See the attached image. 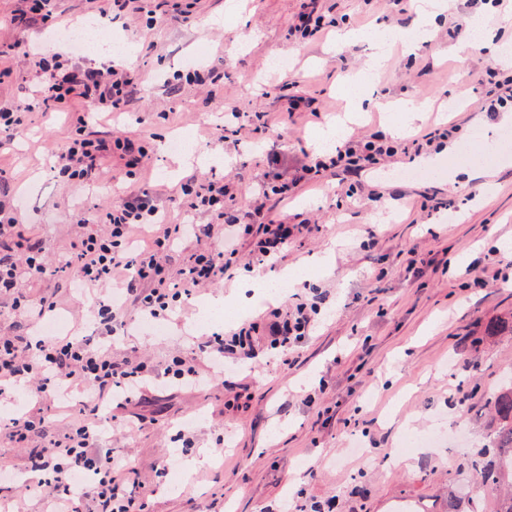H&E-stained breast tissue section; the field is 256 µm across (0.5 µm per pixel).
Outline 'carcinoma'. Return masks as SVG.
<instances>
[{
	"instance_id": "1",
	"label": "carcinoma",
	"mask_w": 512,
	"mask_h": 512,
	"mask_svg": "<svg viewBox=\"0 0 512 512\" xmlns=\"http://www.w3.org/2000/svg\"><path fill=\"white\" fill-rule=\"evenodd\" d=\"M495 422L486 443L470 460V469L483 484L512 478V372L506 374L490 398Z\"/></svg>"
}]
</instances>
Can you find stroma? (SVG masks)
<instances>
[{"label":"stroma","mask_w":512,"mask_h":512,"mask_svg":"<svg viewBox=\"0 0 512 512\" xmlns=\"http://www.w3.org/2000/svg\"><path fill=\"white\" fill-rule=\"evenodd\" d=\"M335 29L305 40L292 36L299 0H151L163 20L145 28L143 20L106 25L130 47L127 57L139 85L127 112L102 116L97 127L115 135H136L146 155L135 175L123 160L105 163L98 181L82 184L52 167L51 152L62 149L74 131L65 112L25 113L23 147L0 146V192L15 194L20 221L43 247L49 263L69 252L89 218L132 191L156 198L167 224L211 223L209 214L184 215L178 207L190 179L224 178L233 196L225 205L242 208L255 184L278 157L283 173L318 157L316 134L344 113L345 75L365 70L369 42H337L336 28L375 32L411 28L415 10L397 14L388 0H318ZM22 0H0V104L31 99L43 73L35 61L7 54V47L41 40L35 25L13 23ZM483 0H448L431 37L416 53L388 44L389 67L365 82L362 112L349 134L357 141L378 137L396 147L381 168L355 177L344 170L322 172L300 183L291 200H268L274 219L299 225L283 258L260 263L245 254L230 277L182 298L163 335L138 326L125 310L123 335L112 355L136 356L163 370L173 357L191 361L210 379L202 389L160 381L139 398L113 404L98 423L114 465L128 483L148 497L146 512H284L286 504H329L333 512H397L413 502L419 512H446L448 491L461 486L496 512L500 489L475 480L469 462L485 442L493 421L489 396L512 368V335H486L487 325L512 313V261L496 242H512V152L502 148L512 135V108L488 113L481 98L495 61L475 52L458 64L452 31L462 19L484 11ZM217 65L222 83L207 88L165 78L187 71V57ZM288 69L273 72L274 60ZM305 106L289 111L288 98ZM430 102L426 126L445 123L458 131L436 151L440 164L471 148L491 168L494 187L453 183L441 174L442 194L459 211L439 216L415 207L422 192L403 173L412 164L405 138L391 126L404 115L385 102ZM241 118L228 131L232 112ZM191 136L207 165L170 148L172 137ZM373 248H364L366 238ZM332 252V271L322 274L315 260ZM499 270L498 281L474 286L471 264ZM306 274L293 292L318 290L326 296L305 339L289 355L255 337V359L231 372L210 365L198 353L200 338L256 322L268 327L287 311L288 295L250 306L235 319L200 323L210 299L243 296L253 275L277 282L286 269ZM65 274L34 277L21 273L17 289L28 299L53 297L66 330L92 335L81 316L95 292L77 297ZM419 432L435 430L432 446L393 461L404 422ZM191 462L180 488L157 476L163 465Z\"/></svg>","instance_id":"obj_1"}]
</instances>
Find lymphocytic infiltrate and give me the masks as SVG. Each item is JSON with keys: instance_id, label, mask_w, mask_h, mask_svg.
I'll list each match as a JSON object with an SVG mask.
<instances>
[{"instance_id": "f902f5d3", "label": "lymphocytic infiltrate", "mask_w": 512, "mask_h": 512, "mask_svg": "<svg viewBox=\"0 0 512 512\" xmlns=\"http://www.w3.org/2000/svg\"><path fill=\"white\" fill-rule=\"evenodd\" d=\"M19 52L24 57L37 58L44 77L34 103L0 106L1 135L13 136L22 123V113L31 109L70 111L76 128L68 144L55 155L60 174L82 182L93 181L115 154L127 167H140L144 150L134 137L99 135L91 129L94 112L126 111L137 86L133 71L113 61L104 68L87 69L53 62L49 59L50 49L41 45L27 44ZM79 101L87 104V111L74 112L73 106ZM395 152L394 146L373 140L352 142L329 161L303 166L300 179L311 180L330 166L359 174L376 168ZM292 191L288 184L260 183L252 191V205L240 214L230 215L224 211V198L231 193L229 183L212 179L185 184L181 199L184 210L213 212L231 228L232 234L220 248L199 250L188 268L177 273L167 261L177 242L209 236V226L166 224L146 245L136 246V234L154 225L159 208L149 193L129 194L99 214L105 232L80 235L63 263L73 272L71 285L99 293L86 311L94 335L0 336V387L17 392L33 390L52 398L75 386L87 392L86 401L74 412L69 431L30 454L31 469L45 474L42 485L56 512H78L81 501L92 502L94 512H143L141 494L112 472V451L100 445L97 418L103 408L111 406L115 389L126 387L132 394H139L140 383L149 379L150 373L144 363L128 357L113 358L105 339L111 336L119 311L133 308L144 321L169 315L182 296L223 279L233 269L242 248H249L261 261L278 259L287 249L293 229L269 219L266 202L273 195L287 200ZM22 267L33 276L50 271L33 237L20 224L16 208L0 195V293L15 288ZM324 302L318 293L296 302L283 320L272 324V349L285 352L300 343ZM255 330L251 324L227 337L218 333L201 340L197 348L214 362L247 358L254 353ZM79 475L86 476L87 481L77 492L72 481Z\"/></svg>"}]
</instances>
